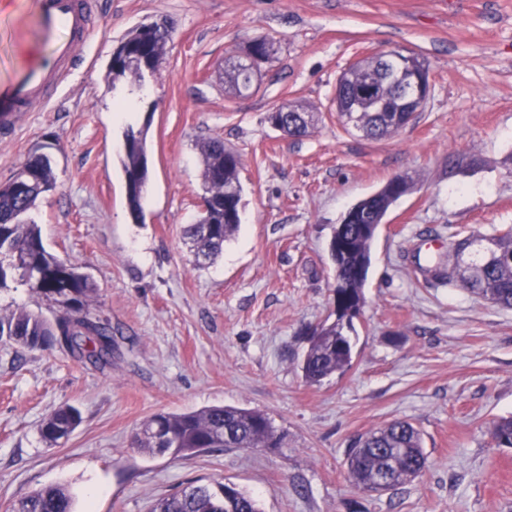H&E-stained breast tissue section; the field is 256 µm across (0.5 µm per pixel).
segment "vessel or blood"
Masks as SVG:
<instances>
[{"label": "vessel or blood", "mask_w": 512, "mask_h": 512, "mask_svg": "<svg viewBox=\"0 0 512 512\" xmlns=\"http://www.w3.org/2000/svg\"><path fill=\"white\" fill-rule=\"evenodd\" d=\"M97 28L94 0H37L36 35L46 52L28 63L21 78L0 84V129L19 113L49 106L90 48Z\"/></svg>", "instance_id": "obj_1"}]
</instances>
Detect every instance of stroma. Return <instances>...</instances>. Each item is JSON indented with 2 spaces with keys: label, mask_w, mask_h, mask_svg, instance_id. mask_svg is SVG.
<instances>
[{
  "label": "stroma",
  "mask_w": 512,
  "mask_h": 512,
  "mask_svg": "<svg viewBox=\"0 0 512 512\" xmlns=\"http://www.w3.org/2000/svg\"><path fill=\"white\" fill-rule=\"evenodd\" d=\"M35 0H0V83L16 80L34 40ZM89 56L54 103L0 136V182L56 139L57 188L33 213L51 254L90 275L92 314L113 338L97 368L0 341V512L40 489L68 487L75 512H149L182 483L231 482L261 512H512V447L493 422L512 416V309L433 284L462 229L512 227V0H96ZM170 21L161 77L108 89L112 48L132 26ZM276 51L254 88L225 93L217 73L246 44ZM377 50L423 57L432 91L397 135L370 140L339 122L332 98L353 62ZM131 98L130 123L115 120ZM316 117L306 136L273 129L286 103ZM148 126L143 223L126 204L127 127ZM241 157V224L196 268L183 231L202 204V143ZM411 176L371 248L349 369L307 382L313 328L336 318L332 229L358 199ZM59 308L36 289H0V317ZM77 428L58 443L40 428L58 407ZM214 405L266 414L286 447L209 448L175 458L135 448L157 413ZM394 420L423 437L419 478L376 494L349 477L355 441Z\"/></svg>",
  "instance_id": "35a3bbf8"
}]
</instances>
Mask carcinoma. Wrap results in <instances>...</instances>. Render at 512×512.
I'll list each match as a JSON object with an SVG mask.
<instances>
[{
    "label": "carcinoma",
    "mask_w": 512,
    "mask_h": 512,
    "mask_svg": "<svg viewBox=\"0 0 512 512\" xmlns=\"http://www.w3.org/2000/svg\"><path fill=\"white\" fill-rule=\"evenodd\" d=\"M175 35L172 25L150 33L145 26L130 29L113 48L107 80L137 85L146 76L162 70L166 47ZM263 62L274 52V43L263 39L247 46ZM373 97L357 99L362 136L382 139L402 130L404 116L396 112L395 89L379 79V58L371 54L351 65L336 83L333 102L341 110L348 97L366 86ZM243 86L236 65L224 67V89L235 94ZM280 120L281 130L290 137L304 136L312 126L310 113L302 107L285 104L267 115L268 122ZM149 125L124 132V151L120 159L126 182V202L134 222H143L141 186L149 179ZM202 180L206 210L184 234L194 247V257L212 263L224 250V243L240 224L242 187L239 181L240 156L218 138L201 148ZM414 187L410 176H397L378 191L357 201L333 229L328 250L335 266L336 320L314 328L302 363L306 381L318 383L352 362V345L344 333L350 326L349 308L359 309L363 299L374 234L368 225H379L389 208ZM56 188L53 159L39 146L32 150L15 174L0 183V288L14 271L20 270L31 287L64 309L54 319L19 311L0 318V338L36 349L55 346L79 360L106 365L112 361V332L93 315L89 302L96 291L90 278L51 255L44 247L41 231L31 217L39 199ZM486 243L483 251L469 261L464 253L477 243ZM448 276L439 282H457L467 291L491 303L512 309V229L491 237L448 236ZM81 420L72 406L57 409L41 429L51 444L68 437ZM499 445L512 447V417L500 418L491 429ZM284 435L277 432L266 414L231 406H215L199 412L157 414L144 422L135 434L137 447L149 454L186 455L207 448H280ZM427 467L420 432L407 420H396L386 427L360 437L347 458V472L362 489L377 491V478L383 472L401 485L423 474ZM9 512H73V499L66 487L47 486L12 505ZM150 512H260L257 500L233 487L222 495L209 484L183 483L175 492L158 499Z\"/></svg>",
    "instance_id": "1"
}]
</instances>
